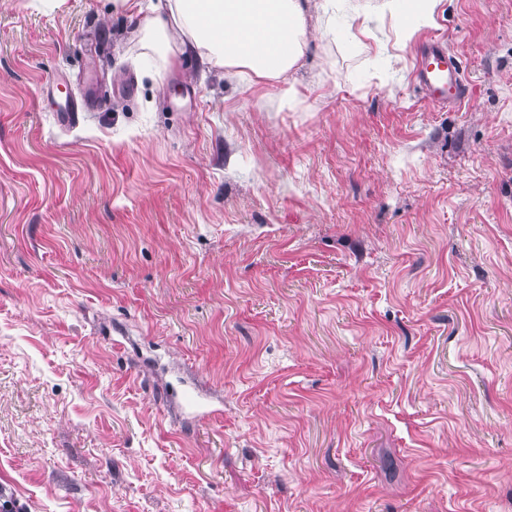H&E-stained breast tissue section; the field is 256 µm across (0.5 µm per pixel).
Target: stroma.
<instances>
[{
	"mask_svg": "<svg viewBox=\"0 0 512 512\" xmlns=\"http://www.w3.org/2000/svg\"><path fill=\"white\" fill-rule=\"evenodd\" d=\"M380 5L312 13L300 68L248 86L112 0H0L27 512H512V0H441L407 42ZM432 39L462 108L413 78Z\"/></svg>",
	"mask_w": 512,
	"mask_h": 512,
	"instance_id": "1",
	"label": "stroma"
}]
</instances>
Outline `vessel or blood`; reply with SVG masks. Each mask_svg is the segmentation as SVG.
Wrapping results in <instances>:
<instances>
[{"label": "vessel or blood", "mask_w": 512, "mask_h": 512, "mask_svg": "<svg viewBox=\"0 0 512 512\" xmlns=\"http://www.w3.org/2000/svg\"><path fill=\"white\" fill-rule=\"evenodd\" d=\"M414 75L428 102L433 105L456 107L468 96L461 66L455 57L449 55L442 41L425 44L417 55Z\"/></svg>", "instance_id": "obj_1"}]
</instances>
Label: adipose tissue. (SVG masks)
I'll use <instances>...</instances> for the list:
<instances>
[{"mask_svg":"<svg viewBox=\"0 0 512 512\" xmlns=\"http://www.w3.org/2000/svg\"><path fill=\"white\" fill-rule=\"evenodd\" d=\"M330 0H150L144 39L151 50L194 53L227 78L280 80L296 68L307 42L306 14ZM441 0H382L400 40L429 25Z\"/></svg>","mask_w":512,"mask_h":512,"instance_id":"adipose-tissue-1","label":"adipose tissue"}]
</instances>
